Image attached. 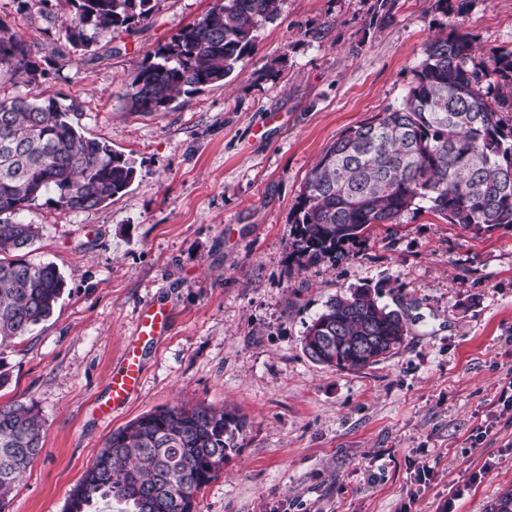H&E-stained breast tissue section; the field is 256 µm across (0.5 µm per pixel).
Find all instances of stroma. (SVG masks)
<instances>
[{
	"mask_svg": "<svg viewBox=\"0 0 512 512\" xmlns=\"http://www.w3.org/2000/svg\"><path fill=\"white\" fill-rule=\"evenodd\" d=\"M111 44L59 56L68 0H0V23L33 45L30 98L75 106L81 133L124 154L131 186L96 209L41 198L32 263L66 289L53 315L0 346V404L35 403L44 449L6 512H64L113 430L161 407L206 404L246 421L198 512H490L512 491V228L475 233L427 210L372 225L334 260L289 255L313 164L345 130L408 92L422 49L470 35L469 67L512 51V0H282L228 83L129 112L132 73L215 0H155ZM379 286L404 311L402 343L337 369L302 351L334 296ZM172 315L141 346L137 392L104 416L108 382L148 306Z\"/></svg>",
	"mask_w": 512,
	"mask_h": 512,
	"instance_id": "35a3bbf8",
	"label": "stroma"
}]
</instances>
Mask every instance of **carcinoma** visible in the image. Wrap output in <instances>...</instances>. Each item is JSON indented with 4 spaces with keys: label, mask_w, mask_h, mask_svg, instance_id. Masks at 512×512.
<instances>
[{
    "label": "carcinoma",
    "mask_w": 512,
    "mask_h": 512,
    "mask_svg": "<svg viewBox=\"0 0 512 512\" xmlns=\"http://www.w3.org/2000/svg\"><path fill=\"white\" fill-rule=\"evenodd\" d=\"M152 2L68 0L66 43L84 51L129 31L152 17ZM280 2L215 0L133 73L125 109L165 111L180 94L228 79L252 48L258 25L279 16ZM395 5L375 0L371 23H388ZM472 50L465 34L429 41L402 102L326 148L295 206L292 255L299 265L335 256L370 225L392 223L412 208L477 233L512 227V123L502 117L512 110V90L493 94L482 87L493 73L512 83V51L490 56L489 69H469ZM33 58L32 45L0 24V72L28 86L37 79ZM72 113L71 105L23 92L0 99V344L30 335L53 314L66 287L54 264L17 257L41 232L19 214L47 194L69 211L91 210L135 179L133 162L84 136ZM405 333L404 313L380 303L378 288L362 285L326 302L307 325L302 350L317 364L363 368L377 360L356 344L396 347ZM244 427L238 415L205 404L143 414L107 438L65 512H92L114 500L128 512H195L198 493L217 476ZM42 439L35 404L0 406V512L41 453Z\"/></svg>",
    "instance_id": "1"
}]
</instances>
